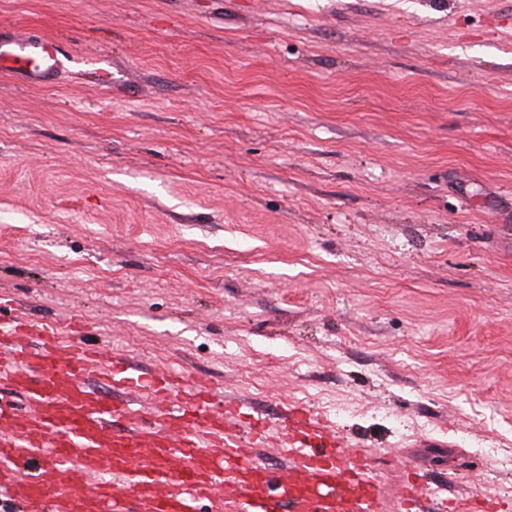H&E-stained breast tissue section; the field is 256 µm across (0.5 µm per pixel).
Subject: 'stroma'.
<instances>
[{"label":"stroma","instance_id":"1","mask_svg":"<svg viewBox=\"0 0 512 512\" xmlns=\"http://www.w3.org/2000/svg\"><path fill=\"white\" fill-rule=\"evenodd\" d=\"M0 302L432 492L512 497V0H0ZM10 44L19 49L10 48ZM59 46L46 36L15 39L0 34V72L31 87H49L57 82Z\"/></svg>","mask_w":512,"mask_h":512}]
</instances>
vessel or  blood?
<instances>
[{
  "mask_svg": "<svg viewBox=\"0 0 512 512\" xmlns=\"http://www.w3.org/2000/svg\"><path fill=\"white\" fill-rule=\"evenodd\" d=\"M59 46L0 34V73L31 87L57 82ZM66 331L0 316V492L19 512H385L383 470L367 448L295 406L277 419L173 369L140 370ZM106 379L111 397L89 382ZM279 440L283 463L261 451ZM398 512L431 491L413 467ZM456 512H512V500L463 499Z\"/></svg>",
  "mask_w": 512,
  "mask_h": 512,
  "instance_id": "obj_1",
  "label": "vessel or blood"
}]
</instances>
